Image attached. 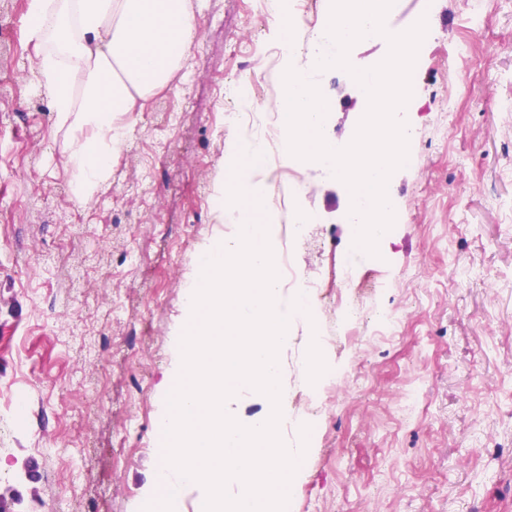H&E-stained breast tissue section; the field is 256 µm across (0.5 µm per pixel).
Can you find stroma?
<instances>
[{
    "mask_svg": "<svg viewBox=\"0 0 512 512\" xmlns=\"http://www.w3.org/2000/svg\"><path fill=\"white\" fill-rule=\"evenodd\" d=\"M475 33L468 0H398L391 28L426 19L417 92L404 121L416 131L410 161L389 179L397 206L379 257H365L364 308L406 311L400 335L363 333L352 352L339 318L327 363L358 375L336 397L290 495L287 512H512V0H488ZM262 0H199L198 37L169 88L125 117L124 149L92 203L72 192L71 143L89 127L55 123L37 80L39 48L28 0H0V27L16 52L0 56V452L9 512H143L159 458L155 424L170 387L186 290L203 244L231 236L215 206L228 142L224 83L277 80V42ZM467 84L448 130L452 87ZM335 106L326 137L348 145L361 110L355 83L320 74ZM297 210L317 215L290 252L305 273L329 276L353 249L343 182L307 173ZM462 259L474 280L454 282ZM384 281L374 291L375 281ZM308 323H296L281 359L286 445L307 408L300 370ZM419 388L416 422L394 413ZM28 396L11 413L15 393ZM479 432L481 455L467 439Z\"/></svg>",
    "mask_w": 512,
    "mask_h": 512,
    "instance_id": "obj_1",
    "label": "stroma"
}]
</instances>
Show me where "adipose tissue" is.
I'll return each instance as SVG.
<instances>
[{
  "instance_id": "1",
  "label": "adipose tissue",
  "mask_w": 512,
  "mask_h": 512,
  "mask_svg": "<svg viewBox=\"0 0 512 512\" xmlns=\"http://www.w3.org/2000/svg\"><path fill=\"white\" fill-rule=\"evenodd\" d=\"M33 38L53 37L54 51L38 61L59 126L90 127L74 141L75 196L92 202L111 175L128 128L123 118L138 101L168 86L197 31L187 0H30ZM80 81L75 98L72 81Z\"/></svg>"
}]
</instances>
